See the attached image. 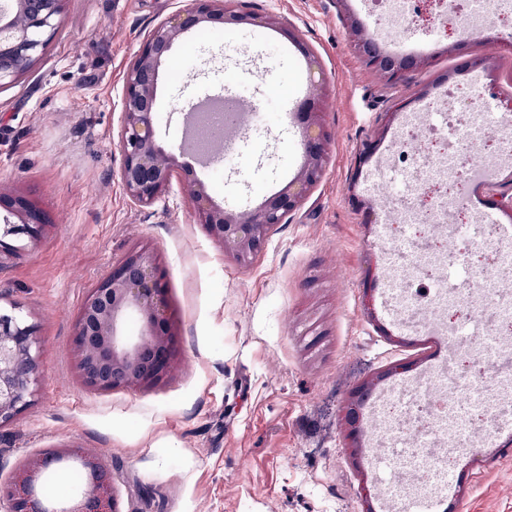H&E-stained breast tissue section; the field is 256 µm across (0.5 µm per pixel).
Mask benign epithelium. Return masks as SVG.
<instances>
[{
	"mask_svg": "<svg viewBox=\"0 0 512 512\" xmlns=\"http://www.w3.org/2000/svg\"><path fill=\"white\" fill-rule=\"evenodd\" d=\"M65 0H3L0 4V86L26 72L42 54L59 24ZM258 26L280 32L298 45L309 73L310 90L295 116L301 134L303 163L280 190L249 212L234 213L218 206L201 180L193 182L190 198L203 224L224 255L244 265L264 247L270 228L282 223L321 181L328 159L325 101L328 87L318 56L298 42L274 13L257 15L233 8L231 0H190L185 8L163 21L140 47L125 75L123 125L119 149L121 179L127 194L150 206L165 192L179 168L176 153L162 146L155 126L156 91L160 67L174 44L194 29L213 24ZM356 52L381 79L393 83L405 73L430 67L428 56H398L381 50L354 15L347 22ZM500 211L512 220V187L488 185ZM0 225V244L7 236L35 237L42 226L39 212L28 201L6 205ZM136 332H129L130 322ZM177 323L170 311L159 263L149 251H136L92 288L75 323L74 346L86 387L105 391L121 387L139 390L159 383L175 368ZM42 353L33 325L15 310L0 309V423L11 420L34 393ZM399 365L365 381L344 406L348 447L352 456L361 448L360 408L387 377L408 371ZM64 458H76L87 475L84 485L60 512H121L112 492L107 465L78 446L28 458L10 482L0 485L6 512H47L39 491L50 468Z\"/></svg>",
	"mask_w": 512,
	"mask_h": 512,
	"instance_id": "7a95c632",
	"label": "benign epithelium"
}]
</instances>
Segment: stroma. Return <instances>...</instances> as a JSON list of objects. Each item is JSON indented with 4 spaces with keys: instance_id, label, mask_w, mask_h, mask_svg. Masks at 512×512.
Returning a JSON list of instances; mask_svg holds the SVG:
<instances>
[{
    "instance_id": "35a3bbf8",
    "label": "stroma",
    "mask_w": 512,
    "mask_h": 512,
    "mask_svg": "<svg viewBox=\"0 0 512 512\" xmlns=\"http://www.w3.org/2000/svg\"><path fill=\"white\" fill-rule=\"evenodd\" d=\"M187 3L66 0L38 60L0 87V197L28 200L44 220L37 238H11L0 250V308L34 325L43 348L36 391L0 424V483L29 457L74 445L105 461L121 512H420L387 498L399 481L391 457L405 446L375 439L370 407L360 465L344 438L352 390L398 363L408 371L379 392L433 387L448 354L443 337L409 328L390 301L383 195L405 191L392 144L448 85L475 98L494 90L493 111H505L512 18L467 38L435 14L416 18L406 37L429 44L432 64L389 85L345 28L351 13L383 38L390 22L371 0H235L244 11L278 14L298 40L239 25L229 50L222 25L184 35L158 86L161 143L183 142L181 107L210 88L257 99L262 114L239 140L233 167L201 165L187 151L164 194L141 206L120 177L124 76L141 44ZM459 40L464 50L449 52ZM303 45L319 57L329 89L326 170L241 265L198 223L188 179L239 212L293 177L303 157L292 115L309 85ZM473 57L487 68H464ZM139 250L156 256L179 323L177 367L139 391L90 390L73 343L79 310ZM448 482L438 512H512V416L475 453L450 459Z\"/></svg>"
}]
</instances>
